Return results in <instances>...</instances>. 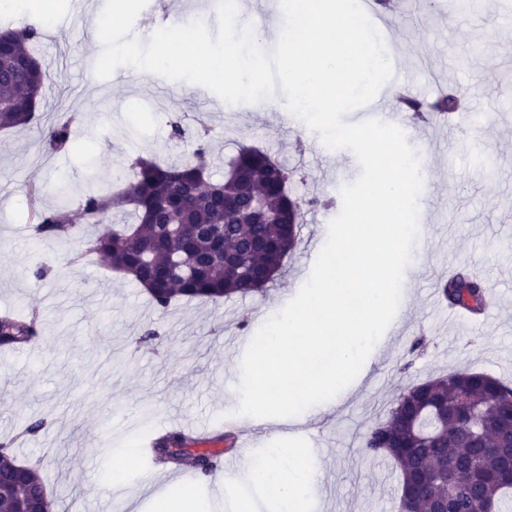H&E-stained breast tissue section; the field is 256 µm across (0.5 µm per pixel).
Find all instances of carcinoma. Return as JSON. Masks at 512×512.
Instances as JSON below:
<instances>
[{
  "mask_svg": "<svg viewBox=\"0 0 512 512\" xmlns=\"http://www.w3.org/2000/svg\"><path fill=\"white\" fill-rule=\"evenodd\" d=\"M42 38L35 24L0 28V128H26L51 76L30 66L38 60ZM72 141L69 123L51 124L45 147L59 151ZM214 161L209 134L192 158L161 164L138 157L132 177L112 194L96 189L79 199L82 219L98 228L88 251L145 289L153 304L166 309L176 299L217 302L262 292L283 268L298 244L305 201L293 196L288 172L265 150L243 147L224 163V180L211 182ZM34 235L67 241L83 231L71 223L70 202L38 210ZM445 301L481 311L489 289L462 270L441 284ZM40 330L35 319L0 316V348L33 344ZM143 455L151 468L183 466L165 448L183 441L167 432L150 436ZM362 452L387 459L399 473L397 512H426L449 501L448 512H476L483 503L495 512L512 504V388L481 371L454 372L411 386L386 416L373 422ZM194 472L211 476L221 454H191ZM46 486L30 465L19 468L9 446L0 443V512H52L43 498Z\"/></svg>",
  "mask_w": 512,
  "mask_h": 512,
  "instance_id": "cac0c4a2",
  "label": "carcinoma"
}]
</instances>
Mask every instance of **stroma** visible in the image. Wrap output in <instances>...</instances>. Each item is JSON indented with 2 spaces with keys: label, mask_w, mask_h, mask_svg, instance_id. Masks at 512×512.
<instances>
[{
  "label": "stroma",
  "mask_w": 512,
  "mask_h": 512,
  "mask_svg": "<svg viewBox=\"0 0 512 512\" xmlns=\"http://www.w3.org/2000/svg\"><path fill=\"white\" fill-rule=\"evenodd\" d=\"M389 23L391 62L415 68L438 61L444 84L484 121L468 139L452 142L439 130L434 145L414 144L428 186L419 221L431 226L433 238L412 279L407 334L327 420L313 422L324 444V486L307 512H396L397 476L387 461L364 457L362 438L413 384L472 370L512 387V255L502 245L512 230V55L502 51L512 45V24L499 22L496 0L450 24L400 9ZM37 51L52 76L40 122L0 131V313L37 319L42 336L34 345L0 351V440L19 422L46 419L44 431L13 445L14 456L40 464L53 512H97L108 497L93 493L95 476L143 435L177 422L203 427L237 409L230 395L242 357L226 356L222 339L255 335L267 311L297 294L342 208L347 179L332 175L334 150H309L315 134L293 114L244 105L215 112L194 96V84L163 77L155 95H143L125 66L97 79L84 66L102 45L87 41L79 27L56 28ZM66 119L71 144L46 154L44 126ZM204 122L215 131V152L229 158L243 145L264 148L286 166L292 193L323 201L267 290L216 303L181 300L162 311L143 288L89 253L85 239L61 246L32 238L29 182L39 185L46 208L64 194L77 202L90 183L118 191L137 156L188 158ZM175 123L183 139L172 138ZM451 264L495 290L491 320L452 324L445 306L432 301L436 273ZM417 338L426 351L412 361L408 345Z\"/></svg>",
  "instance_id": "stroma-1"
}]
</instances>
